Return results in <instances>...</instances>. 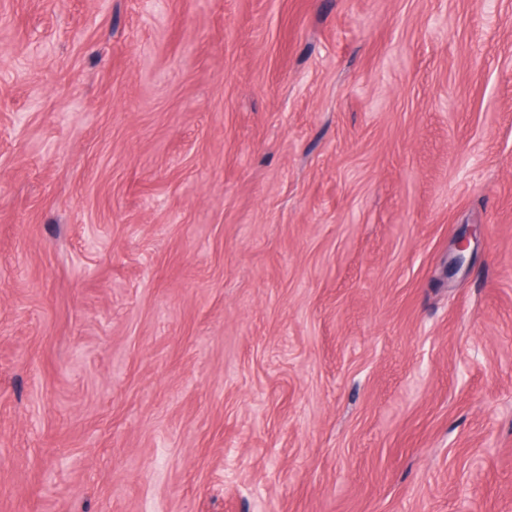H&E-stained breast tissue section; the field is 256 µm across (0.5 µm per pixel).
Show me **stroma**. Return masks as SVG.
<instances>
[{
	"instance_id": "1",
	"label": "stroma",
	"mask_w": 512,
	"mask_h": 512,
	"mask_svg": "<svg viewBox=\"0 0 512 512\" xmlns=\"http://www.w3.org/2000/svg\"><path fill=\"white\" fill-rule=\"evenodd\" d=\"M0 512H512V0H0Z\"/></svg>"
}]
</instances>
